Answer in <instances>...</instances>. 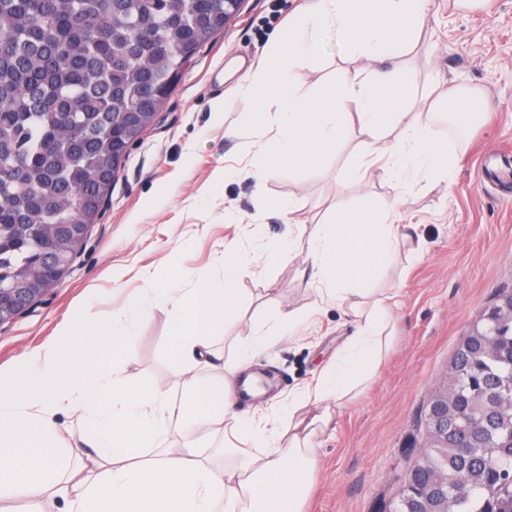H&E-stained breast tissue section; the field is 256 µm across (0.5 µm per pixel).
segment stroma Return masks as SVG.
I'll use <instances>...</instances> for the list:
<instances>
[{"mask_svg": "<svg viewBox=\"0 0 512 512\" xmlns=\"http://www.w3.org/2000/svg\"><path fill=\"white\" fill-rule=\"evenodd\" d=\"M303 0H243L239 13L184 67L156 125L130 147L87 238L46 300L0 326V369L54 336L70 313L107 324L131 296L188 275L224 274L225 249L247 270L238 282L241 318L217 340L225 357L274 311L315 308L292 336L273 337L251 361L265 393L238 401L240 418L266 428L301 396L356 331L347 309L317 303L292 262L269 260L278 242L297 239L326 210L337 220L367 222L370 211L398 203L401 223L418 227V257L394 255L383 285L395 289L393 339L373 382L334 418L319 439L321 467L303 512H383L415 464L431 391L469 331L500 290L512 289V0H478L458 8L434 0L420 36L397 60L412 87L440 82L481 88L490 123L468 126L463 139L432 135L459 165L452 185L419 172L394 188L379 169L363 171L365 140L351 126L319 162L281 165L257 182L253 161L276 144L274 102L258 110L235 94L241 76L282 32ZM317 63L292 71L302 94L370 69L330 36ZM224 101L228 112L214 111ZM292 202L290 221L278 218ZM169 305L136 322L134 357L112 376L180 398L186 379L166 357Z\"/></svg>", "mask_w": 512, "mask_h": 512, "instance_id": "obj_1", "label": "stroma"}]
</instances>
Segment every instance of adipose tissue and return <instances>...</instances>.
<instances>
[{"instance_id":"adipose-tissue-1","label":"adipose tissue","mask_w":512,"mask_h":512,"mask_svg":"<svg viewBox=\"0 0 512 512\" xmlns=\"http://www.w3.org/2000/svg\"><path fill=\"white\" fill-rule=\"evenodd\" d=\"M426 8L427 0H312L296 14L265 65L240 86L243 99L276 102L279 161H319L356 123L369 137L359 156L363 165L380 166L393 180L421 170L450 179L456 158L434 143V104L405 112L403 98L411 90L404 75L386 65L412 45ZM324 32L335 33L373 67L346 75L333 89L297 94L284 69L314 65ZM416 231V225L397 223L392 208L375 212L367 225L323 217L306 241L316 295L344 305L353 287L385 273L389 253L417 255ZM243 270L239 257L228 254L223 277L199 272L192 287L153 289L131 303L124 321L91 326L70 316L57 336L21 354L16 371L0 376V512H14L5 504L14 497L27 500L26 512H39L40 497L57 487L70 496L69 512H302L320 468L315 440L381 366L395 296L368 289V301L354 308L357 333L335 362L280 413L271 431L248 429L265 452L225 447L230 462L218 468L195 443L171 451L166 442L174 421L203 434L220 425L229 439L245 430L233 410L232 381L265 346L268 330L256 329L241 343L223 375L204 383L194 378L217 356L216 332L240 317L236 285ZM161 303L176 310L168 359L192 376L179 402L162 389L113 382L107 374L111 361L134 353V318ZM72 408L82 409L89 436L87 460L77 466L62 460L54 443L55 413Z\"/></svg>"}]
</instances>
